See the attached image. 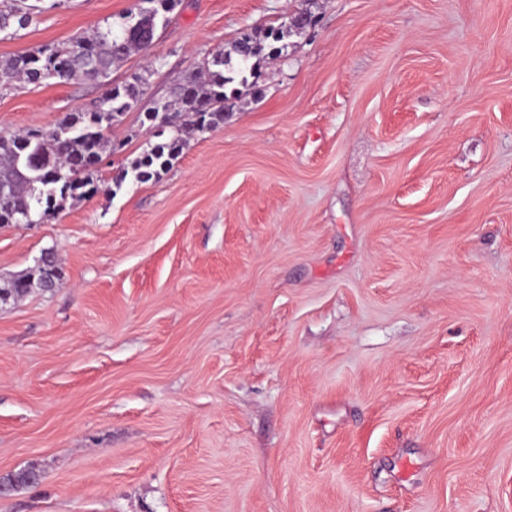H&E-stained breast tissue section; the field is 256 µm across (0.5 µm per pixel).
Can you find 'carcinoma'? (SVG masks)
I'll return each mask as SVG.
<instances>
[{
    "label": "carcinoma",
    "instance_id": "carcinoma-1",
    "mask_svg": "<svg viewBox=\"0 0 512 512\" xmlns=\"http://www.w3.org/2000/svg\"><path fill=\"white\" fill-rule=\"evenodd\" d=\"M27 0H10L0 8V33L20 29L32 22V6ZM144 6L120 17L90 34L63 45L42 46L31 52L0 60V87L24 80L40 84L48 79L61 82L82 79L105 86L106 112L77 108L64 116L56 127L29 129L10 137L0 136V224H42L55 218L64 202L82 198L94 191L93 176L102 155L112 148V118L124 114L138 102L146 82L142 75L122 87L107 82L112 66L133 52L148 51L155 36L143 38L140 24L154 19L168 20L177 0H140ZM264 46L244 35L228 52L204 62L195 75L172 92V99L156 102L145 113L148 128L170 129L168 139L144 151L142 158L113 178L119 188L127 177L145 182L167 170L177 159L186 137L224 122V88L234 78L224 75V67L237 60V73L243 75L252 59L263 54ZM46 260L13 277L10 287L0 289V302L19 300L33 290L49 291L61 277L54 251L42 253Z\"/></svg>",
    "mask_w": 512,
    "mask_h": 512
}]
</instances>
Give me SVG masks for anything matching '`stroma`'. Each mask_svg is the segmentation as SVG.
<instances>
[{"instance_id":"35a3bbf8","label":"stroma","mask_w":512,"mask_h":512,"mask_svg":"<svg viewBox=\"0 0 512 512\" xmlns=\"http://www.w3.org/2000/svg\"><path fill=\"white\" fill-rule=\"evenodd\" d=\"M302 0H180L98 191L0 226V512H512V0H313L223 124L145 183L144 112ZM62 0L0 59L118 21ZM94 82L0 89V135ZM47 259L43 261V258ZM42 262L25 272L17 274L10 282V288L0 289V302H6L10 298L19 300L33 290L49 291L54 288L61 277V268L57 256L53 250H46L40 256Z\"/></svg>"}]
</instances>
